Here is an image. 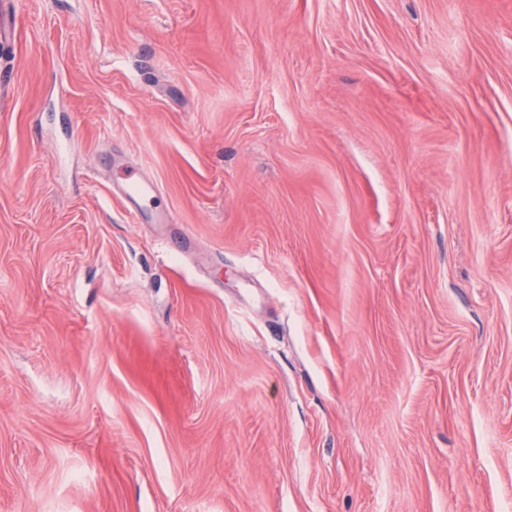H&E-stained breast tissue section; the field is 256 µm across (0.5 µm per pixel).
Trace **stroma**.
<instances>
[{"mask_svg":"<svg viewBox=\"0 0 512 512\" xmlns=\"http://www.w3.org/2000/svg\"><path fill=\"white\" fill-rule=\"evenodd\" d=\"M18 2L0 512H503L512 0ZM118 189L128 202L129 212L136 218L157 209V192L150 182L132 178L124 172L115 178Z\"/></svg>","mask_w":512,"mask_h":512,"instance_id":"stroma-1","label":"stroma"}]
</instances>
